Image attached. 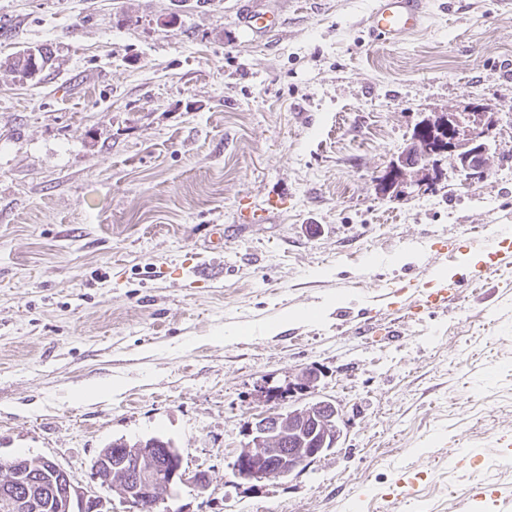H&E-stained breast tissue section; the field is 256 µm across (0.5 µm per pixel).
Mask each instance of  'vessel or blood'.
Masks as SVG:
<instances>
[{
    "instance_id": "1",
    "label": "vessel or blood",
    "mask_w": 512,
    "mask_h": 512,
    "mask_svg": "<svg viewBox=\"0 0 512 512\" xmlns=\"http://www.w3.org/2000/svg\"><path fill=\"white\" fill-rule=\"evenodd\" d=\"M424 0H374L365 20V29L371 41L397 44L421 31L427 14ZM277 23L274 14L250 10L240 18L244 31L253 35L271 32ZM486 249L493 264H512V230L501 229L488 242Z\"/></svg>"
}]
</instances>
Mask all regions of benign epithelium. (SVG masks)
Returning <instances> with one entry per match:
<instances>
[{
	"instance_id": "obj_1",
	"label": "benign epithelium",
	"mask_w": 512,
	"mask_h": 512,
	"mask_svg": "<svg viewBox=\"0 0 512 512\" xmlns=\"http://www.w3.org/2000/svg\"><path fill=\"white\" fill-rule=\"evenodd\" d=\"M448 128L452 130L448 152L455 157L463 181L483 173L493 151L483 112L471 107L455 112L448 117ZM430 166V157L415 141L392 163V169L378 177V183L387 193L403 186L414 187L419 185L416 176L426 173ZM409 169L413 170V180L407 178ZM322 407L321 401L313 400L295 411L302 424L311 428L313 436L322 430L328 432L335 425V416L324 413ZM244 427L249 441L240 449V465L235 467L236 476L243 480L288 477L322 452L320 448L279 447V441L298 428L289 426V420L278 413L261 414L244 423ZM30 468L25 458L11 462L4 479V493L0 495V508L5 512H37L48 492L56 512H112L104 498L73 484L69 474L55 462L41 459V468L52 476L48 491L29 483ZM94 477L101 484L115 488L131 506L147 501L155 507L160 492L174 494L185 480V473L180 451L153 438L134 448L101 449Z\"/></svg>"
}]
</instances>
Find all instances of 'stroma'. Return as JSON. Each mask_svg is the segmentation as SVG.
<instances>
[{"mask_svg":"<svg viewBox=\"0 0 512 512\" xmlns=\"http://www.w3.org/2000/svg\"><path fill=\"white\" fill-rule=\"evenodd\" d=\"M372 2L0 0V462L48 458L128 512L92 464L156 437L209 477L175 512H502L512 265L474 282L463 256L512 227V0H428L396 45L368 39ZM260 3L281 23L256 38ZM472 102L499 144L479 180L443 154L378 189L422 120ZM307 369L337 448L236 478L245 422ZM277 22L278 18L274 14L256 10L247 11L240 18V24L244 31L252 35L271 32ZM35 49L38 53L39 50H41L44 53V58L39 55L36 60L33 61L32 55L29 53L31 51L30 48L16 55L11 63L13 70L17 72L22 79H28L30 69L34 66H38L40 72H43V70L47 68L50 61V53L48 52V49L44 47H38V49Z\"/></svg>","mask_w":512,"mask_h":512,"instance_id":"stroma-1","label":"stroma"}]
</instances>
